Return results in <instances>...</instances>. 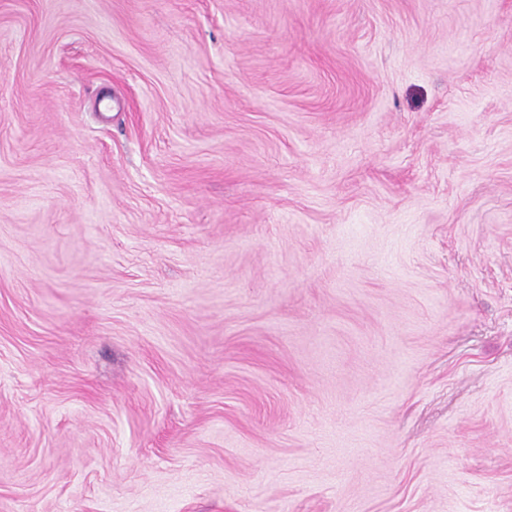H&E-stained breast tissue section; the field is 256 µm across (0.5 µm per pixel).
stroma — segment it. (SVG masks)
<instances>
[{
  "mask_svg": "<svg viewBox=\"0 0 512 512\" xmlns=\"http://www.w3.org/2000/svg\"><path fill=\"white\" fill-rule=\"evenodd\" d=\"M0 512H512V0H0Z\"/></svg>",
  "mask_w": 512,
  "mask_h": 512,
  "instance_id": "obj_1",
  "label": "stroma"
}]
</instances>
